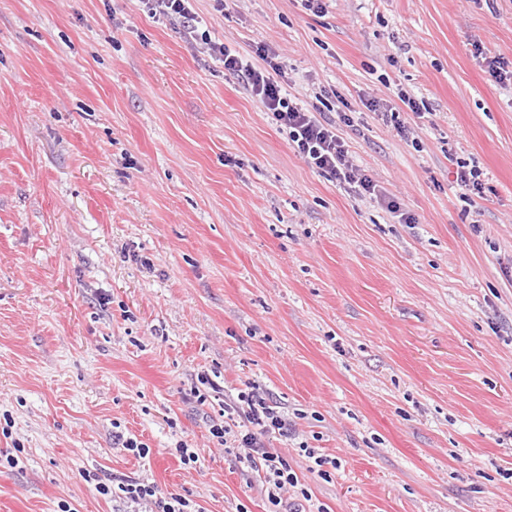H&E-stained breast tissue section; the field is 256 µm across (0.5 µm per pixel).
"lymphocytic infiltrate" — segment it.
I'll return each mask as SVG.
<instances>
[{
	"label": "lymphocytic infiltrate",
	"mask_w": 512,
	"mask_h": 512,
	"mask_svg": "<svg viewBox=\"0 0 512 512\" xmlns=\"http://www.w3.org/2000/svg\"><path fill=\"white\" fill-rule=\"evenodd\" d=\"M193 0H140L143 10L157 18L180 23L185 34L201 43L208 55L224 65L225 71L243 76L253 96L258 98L276 124L288 132V140L308 165L331 174L340 184L354 189L361 196L377 194L375 181L355 165L349 146L336 132V125L325 119L319 109L306 108L283 94L273 80L281 72L277 54L264 49L260 63L254 64L233 54L223 42L213 40L209 32L200 31L199 17ZM223 422L213 423L210 433L219 444H227L236 436L244 460L262 472L266 483L267 512H298L287 503L284 494L297 486L299 479L287 460L272 452L267 442L272 435L288 433V420L270 403L269 395L259 386L240 393L235 402L225 405ZM99 494L122 501L124 512H202L201 507L182 494L161 495L155 484L121 480L116 485L97 484Z\"/></svg>",
	"instance_id": "1"
}]
</instances>
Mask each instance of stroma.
Wrapping results in <instances>:
<instances>
[{
  "mask_svg": "<svg viewBox=\"0 0 512 512\" xmlns=\"http://www.w3.org/2000/svg\"><path fill=\"white\" fill-rule=\"evenodd\" d=\"M194 8L243 59L278 51L382 197L138 0H0V512H120L115 478L266 512L209 432L252 385L304 512H512V84L473 54L512 61V0Z\"/></svg>",
  "mask_w": 512,
  "mask_h": 512,
  "instance_id": "35a3bbf8",
  "label": "stroma"
}]
</instances>
